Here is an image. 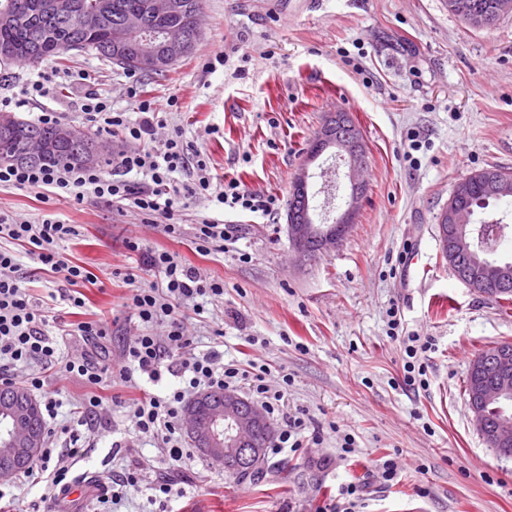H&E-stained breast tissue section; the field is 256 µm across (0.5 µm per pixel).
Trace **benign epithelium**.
I'll return each instance as SVG.
<instances>
[{"instance_id":"benign-epithelium-1","label":"benign epithelium","mask_w":512,"mask_h":512,"mask_svg":"<svg viewBox=\"0 0 512 512\" xmlns=\"http://www.w3.org/2000/svg\"><path fill=\"white\" fill-rule=\"evenodd\" d=\"M41 7L54 13L69 14L84 29L92 31L101 26L104 12L101 9L86 11L78 0H41ZM151 14L157 18L178 15L183 10V0H151ZM131 36L139 37V59L154 64L161 57L175 58L195 49L191 33L180 26L167 27L157 34L146 31L139 15L129 17L125 27L114 34L113 42L120 49ZM343 161L344 173L349 184V194L344 207L325 227L316 222L315 212L309 201V167L325 151ZM365 143L358 127L348 114H327L316 134L314 146L306 155L296 173L291 188L292 205L287 214L288 239L292 250L301 261H311L316 256L335 248L342 241L352 224L356 223L363 198L366 165ZM488 195L498 197L512 191V182L498 176L487 178ZM442 237L452 236L456 253L474 250L471 236L464 230H441ZM507 271L500 270L495 278L481 281L478 292L486 297L494 295L495 288L507 282ZM473 370L480 380L470 388L469 407L477 429L488 427L487 404L494 398L512 397V346L499 351L491 359H479ZM36 400L26 390L17 386L9 400L0 406V447L4 449L5 463L0 465V481L10 478L13 464L19 462L17 454L27 448L40 447L42 436L34 422ZM184 428L197 440L199 452L230 471L247 472L252 469L259 454L256 441L259 437H274V429L262 410L248 399L232 390H226L223 399L217 400L206 393L197 398L185 413ZM496 443L507 449L512 446V418L505 416L491 426Z\"/></svg>"}]
</instances>
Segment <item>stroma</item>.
<instances>
[{"instance_id": "35a3bbf8", "label": "stroma", "mask_w": 512, "mask_h": 512, "mask_svg": "<svg viewBox=\"0 0 512 512\" xmlns=\"http://www.w3.org/2000/svg\"><path fill=\"white\" fill-rule=\"evenodd\" d=\"M220 52L226 64L210 69ZM346 54L355 66L343 63ZM51 68L76 82L54 86L42 102L15 109L16 117L32 122L48 107L80 129L74 102L87 90L131 116L140 99L166 105L174 98L179 107L168 110L159 137L181 135L213 173L278 199L270 220L230 214L236 243L206 256L189 236H167L148 216L96 201L58 205L80 230L65 243L66 256L98 278L84 290V318L111 315L123 303L121 274L138 260L129 239L177 253L224 284L223 301L188 322L196 352L267 365L273 384L289 376L285 416L324 433L321 445L267 459L257 481L233 479L197 453L162 465L155 478L179 483L180 497L162 508L147 491L132 490L100 505L102 512H319L351 483L364 489L363 512H512V458L498 457L476 430L464 387L481 350L512 342V310L461 283L438 241L458 180L489 166L512 169V15L482 30L452 14L447 0H202L194 53L166 75H139L141 98L127 96L123 68L92 55L39 65L0 60V85L18 93ZM336 111L362 132L368 187L339 245L300 263L286 231L291 182L324 117ZM413 248L432 267L426 280L407 278ZM393 306L406 331L432 340L427 389L402 383L400 344L387 334ZM139 331L123 319L107 341L74 338L60 355L87 352L116 364ZM49 388L60 404L56 446L69 447L65 429L73 427L83 452L72 472L97 484L78 504L42 501L39 485L9 486L0 512H30L35 501L43 512H83L131 461L158 454L127 406L152 384L104 391L103 409L78 427L84 385L55 374ZM341 430L355 436V454L342 455ZM387 454L403 466L393 485L377 472Z\"/></svg>"}]
</instances>
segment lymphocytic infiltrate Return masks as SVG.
<instances>
[{"mask_svg": "<svg viewBox=\"0 0 512 512\" xmlns=\"http://www.w3.org/2000/svg\"><path fill=\"white\" fill-rule=\"evenodd\" d=\"M80 115L96 133L121 135L129 149L112 159L111 167L71 165L68 167L16 166L0 164V188L33 190L47 203H83L95 199L116 203L155 219L165 220V232L178 235L181 225L171 217L178 204L200 200L210 207V214L200 216L193 226V243L198 252L223 249L233 241L235 228L224 223L226 212L271 216L275 197L249 191L237 179L213 174L201 154H188L180 136L154 141L160 120L154 103L140 101L137 119L112 109L109 99L91 91L80 104ZM191 170L193 179L184 183L179 173ZM77 225L66 223L57 213L45 214L41 222L30 223L0 213V381H10L11 368L39 361L44 369L65 373L83 382L87 391L78 411L79 424L85 425L103 407L101 392L114 386L137 387L139 379L160 383L164 375L180 378L181 385L165 395L136 400L132 415L139 431L156 439L164 450V458L178 462L187 458L189 450L182 430V412L188 399L207 390L247 389L255 402L270 416L281 415L283 400L291 384L289 377L270 384L267 367L235 361L220 363L217 351L194 353L187 334L186 314L204 312L203 300L218 302L224 298V284L203 278L181 258L168 251H142L139 242L129 244L131 252L143 255L141 266L132 267L125 276L129 288L125 307L138 320L143 330L124 348L121 363L112 365L90 360L87 356L64 361L58 344L48 332L56 325L59 334L85 339L104 340L112 334L108 320L63 321L56 312L57 297L35 296L24 277L17 273V258L11 244L24 247L37 260L43 271L64 274L70 291L66 297L72 310H82L85 284L94 276L83 266L65 257L63 245L78 236ZM155 274L144 281L142 270ZM166 327L165 335L153 333L154 325ZM387 327L390 338L402 345L403 383L411 389L428 388V366L425 356L432 348L430 338L404 330L398 308H389ZM22 385L38 397L45 414L48 442L44 445L23 480L46 482L53 495L65 493L72 484L70 469L54 457L53 442L58 434L55 420L58 402L47 389L43 372L27 374ZM146 487L152 501L167 503L179 497L174 483L148 479L144 463L136 462L113 479L106 487L104 499L122 498L127 489Z\"/></svg>", "mask_w": 512, "mask_h": 512, "instance_id": "obj_1", "label": "lymphocytic infiltrate"}]
</instances>
